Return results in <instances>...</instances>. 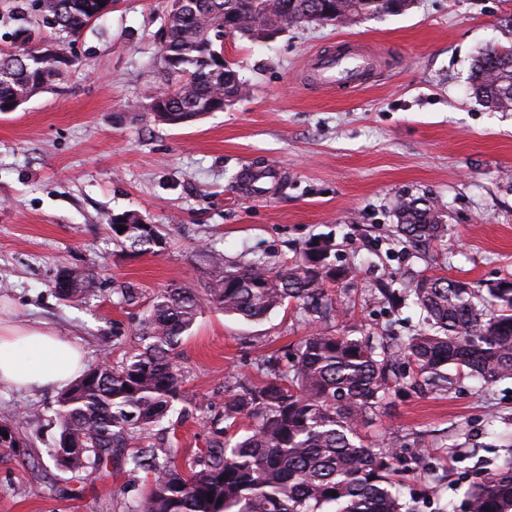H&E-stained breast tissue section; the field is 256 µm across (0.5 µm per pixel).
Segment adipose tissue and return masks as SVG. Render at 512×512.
I'll list each match as a JSON object with an SVG mask.
<instances>
[{"instance_id":"obj_1","label":"adipose tissue","mask_w":512,"mask_h":512,"mask_svg":"<svg viewBox=\"0 0 512 512\" xmlns=\"http://www.w3.org/2000/svg\"><path fill=\"white\" fill-rule=\"evenodd\" d=\"M84 369L83 352L74 341L48 327L0 320V386L63 389Z\"/></svg>"}]
</instances>
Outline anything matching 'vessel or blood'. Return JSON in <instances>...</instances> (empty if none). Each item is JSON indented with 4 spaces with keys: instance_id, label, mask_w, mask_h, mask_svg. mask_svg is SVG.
Here are the masks:
<instances>
[{
    "instance_id": "1",
    "label": "vessel or blood",
    "mask_w": 512,
    "mask_h": 512,
    "mask_svg": "<svg viewBox=\"0 0 512 512\" xmlns=\"http://www.w3.org/2000/svg\"><path fill=\"white\" fill-rule=\"evenodd\" d=\"M378 65V57L368 49H355L345 54L315 55L307 62V71L316 84L326 88L362 85Z\"/></svg>"
}]
</instances>
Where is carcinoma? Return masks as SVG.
Returning <instances> with one entry per match:
<instances>
[{
  "label": "carcinoma",
  "mask_w": 512,
  "mask_h": 512,
  "mask_svg": "<svg viewBox=\"0 0 512 512\" xmlns=\"http://www.w3.org/2000/svg\"><path fill=\"white\" fill-rule=\"evenodd\" d=\"M44 27L66 37L41 48L23 47L0 57V112L20 99L51 90L70 65L71 38L101 11L103 0H37ZM189 0L186 11H167L162 51L164 81H178L151 97L154 121L195 122L224 96L223 57L216 49L222 23L254 41L283 26L326 21L357 22L368 13L397 12L410 0ZM475 99L492 112L512 111V45L490 44L475 56L468 77ZM126 230L113 239L132 250L158 253L164 241L156 225L122 213ZM445 214L424 198L402 200L396 232L421 251L447 233ZM330 245L311 242L301 256L279 264L264 255L237 261L205 250L216 277L203 290L176 286L153 300L119 362L98 363L65 388L54 420L59 438L48 452L54 466L71 473L108 465L135 435L162 424L180 399L184 374L176 349L206 308L246 322H260L285 303L314 324L291 352L256 366L259 383L224 377V410L199 403V423L210 430L206 448L180 469L170 439L154 441L124 457L128 473L148 472L147 491L130 512H413L392 480L398 455L385 441L370 443L369 427L384 401L397 392L399 362L411 360L415 384L446 392L457 378L485 384L512 377V282L486 292L443 276H423L407 290L420 310L421 328L405 340L324 329L318 322L338 311L330 286L354 277L329 262ZM85 270L68 268L55 281L58 296L82 302L94 293ZM246 421L240 437L229 428ZM226 426H220V423ZM11 441L25 443L13 423L0 424ZM463 512H512V456L464 492Z\"/></svg>",
  "instance_id": "cac0c4a2"
}]
</instances>
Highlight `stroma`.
<instances>
[{"label":"stroma","mask_w":512,"mask_h":512,"mask_svg":"<svg viewBox=\"0 0 512 512\" xmlns=\"http://www.w3.org/2000/svg\"><path fill=\"white\" fill-rule=\"evenodd\" d=\"M168 0H112L72 45L76 61L58 86L16 111L0 112V305L15 319L44 321L84 349L121 360L152 299L171 286L201 287L212 276L201 251L226 259L299 256L330 241V260L356 267L347 305L329 329L408 336L420 312L372 300L378 277L394 287L441 275L486 290L512 281V112H491L468 92L472 58L486 44L512 43V0H412L407 10L336 27L312 22L255 42L223 38L222 52L247 93L224 111L180 127L144 110L164 86L156 64ZM53 40L33 0H0V52L20 31ZM355 42L377 50L383 75L332 91L304 69L314 53ZM274 169L262 191L246 169ZM427 198L448 234L427 252L398 236L403 197ZM141 214L165 247L134 253L112 239L109 216ZM80 267L95 281L86 302L60 300L54 282ZM133 288L127 302L118 286ZM284 305L247 323L208 308L177 349L185 374L171 432L178 458L205 446L194 399L223 404L224 377L254 374L261 356L307 335ZM57 390L0 387V424L31 413L27 456L0 454V512H128L147 485L119 463L73 475L50 464ZM368 439L427 449L430 478L398 475L419 512H455L469 484L512 454V378L487 386L459 378L445 393L409 391L383 408ZM66 495H59V488Z\"/></svg>","instance_id":"35a3bbf8"}]
</instances>
